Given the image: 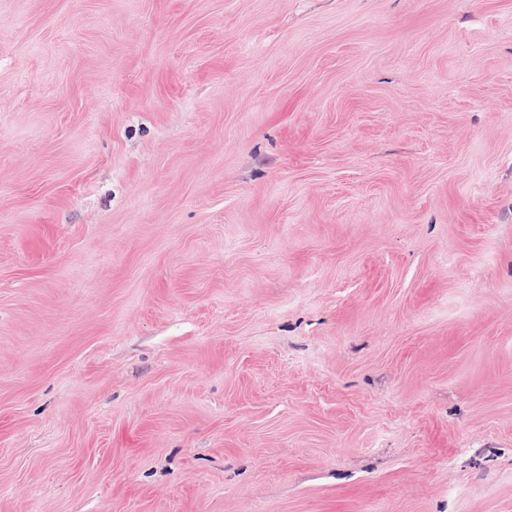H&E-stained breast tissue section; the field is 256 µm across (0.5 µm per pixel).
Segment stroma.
I'll list each match as a JSON object with an SVG mask.
<instances>
[{
	"label": "stroma",
	"mask_w": 512,
	"mask_h": 512,
	"mask_svg": "<svg viewBox=\"0 0 512 512\" xmlns=\"http://www.w3.org/2000/svg\"><path fill=\"white\" fill-rule=\"evenodd\" d=\"M0 512H512V0H0Z\"/></svg>",
	"instance_id": "35a3bbf8"
}]
</instances>
